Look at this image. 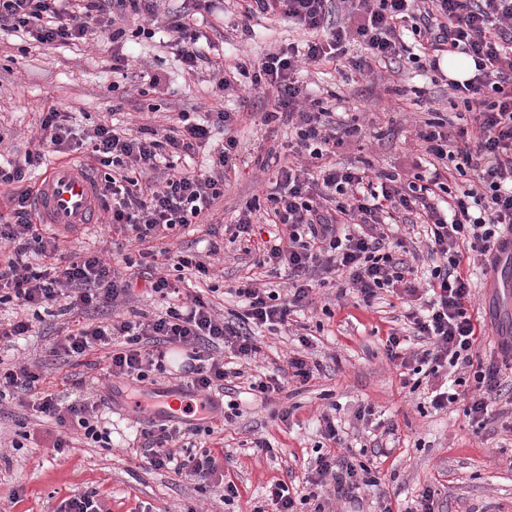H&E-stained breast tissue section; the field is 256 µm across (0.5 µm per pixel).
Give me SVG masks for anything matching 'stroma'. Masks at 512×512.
Listing matches in <instances>:
<instances>
[{"instance_id":"1","label":"stroma","mask_w":512,"mask_h":512,"mask_svg":"<svg viewBox=\"0 0 512 512\" xmlns=\"http://www.w3.org/2000/svg\"><path fill=\"white\" fill-rule=\"evenodd\" d=\"M208 32L217 49L234 44L249 57L270 47L299 44L304 34L288 20L258 18L254 36L234 32L233 15L214 12ZM127 77L112 71V41L100 33L88 44L57 49L37 47L23 33L0 32V149L26 151L37 135L43 105H56L71 113L77 128L92 131L101 121L118 127L166 124L177 113L201 120L212 103L211 76L198 70L190 76L180 70L170 49L159 42L134 46ZM163 78L157 90L144 89V78ZM320 90L339 94L340 106L359 115L364 135L344 145V162L369 159L387 168L408 169L416 150L415 127L428 112L451 117L453 109L444 79L409 66L389 68L381 77H354L326 69L310 73ZM123 83L125 99H118L112 86ZM236 132L244 144L239 171L210 210L214 224L221 225L252 198H266L273 187L259 169L261 162L276 166L288 162V141L282 133L264 134L253 122ZM71 250L98 251L117 268L125 257H137L136 248L126 254L112 249V230L99 223L69 232ZM491 268L473 271L474 295L468 305L474 320L484 326L475 354L487 359L497 353L502 327L512 325V301L492 298L486 285ZM404 308L396 294L385 292L372 305L353 295L338 296L336 289L321 288L314 308L297 315L310 335L301 345L291 332L266 333L262 353L249 366L253 375L273 374L285 366L289 355L298 353L319 361L323 371L317 379L285 384L272 402L246 393L229 392L224 403L236 404L237 414L227 421H214L213 434L197 432L199 446H221L224 475L233 480L240 496L224 504L220 492H201L189 478L149 469L137 456V439L148 419L131 422L121 418L118 394L149 399L156 388L171 386L164 375L156 383H132L102 377L91 369L94 383L84 385L81 396L103 400V416L111 432L112 446L104 449L81 444L66 456L57 455L46 443L28 444L16 450L10 442L23 430L35 426L31 408L5 405L0 409V512H55L62 500L75 492H96L108 512H255L263 506L267 486L276 481L292 483L307 476L310 462L322 441L323 411L332 409L347 435L340 453L377 469L379 484L363 487L357 502L338 496L333 485L317 491L326 512H405L424 489L435 493L438 512H512V366L501 369L502 390L488 401L484 422L466 418L462 408L431 407L426 386L417 391L404 388L401 367L388 359L385 340L390 329L403 324ZM53 325L36 324L33 334L20 341L19 358L37 360L49 381H57L67 368L47 356L44 345L55 334ZM368 407L374 421L389 428L388 457L374 455L373 437L363 429L358 409ZM288 410L287 421L278 411ZM266 448H259V441ZM20 490L11 501L12 490Z\"/></svg>"}]
</instances>
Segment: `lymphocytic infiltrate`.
<instances>
[{"mask_svg":"<svg viewBox=\"0 0 512 512\" xmlns=\"http://www.w3.org/2000/svg\"><path fill=\"white\" fill-rule=\"evenodd\" d=\"M159 0H0V30L25 31L39 44L54 48L77 45L102 31L112 41L126 34L120 22L134 15L155 16ZM343 22L329 25L330 0H233L244 35L259 16L284 17L307 35L304 45L273 48L257 59L211 56V40L198 21L203 0L170 15L174 56L187 73L208 64L216 88L224 93L265 94L262 125H286L301 165L276 172V190L265 203H246L226 229L245 238L257 267L271 276L286 275L285 291L248 284L238 288L242 312L215 314L203 295L186 291L189 279H208V255L173 251L169 239L177 230L199 223L224 196L236 170L241 143L234 134L238 112L213 109L206 123L179 113L163 128L140 127L118 132L107 123L77 136L67 113L48 105L40 116V148L20 159H0V304L20 309L18 317L0 322V346L31 335L34 320L52 308L73 314L75 327L48 347V353L79 360L108 349L107 376L145 382L166 372L172 349L184 351L181 377L204 396L220 391L228 378L222 355L251 360L260 351L256 332L284 326L291 313L313 302V268L341 277L346 288L370 302L381 290H399L409 301H423L410 312V334L389 331L390 360L430 379L433 408L459 403L473 420L488 413L486 396L499 392V360H512V336L499 343V359L478 361L474 346L481 333L467 311L471 270L489 264L504 232L512 233V0H340ZM363 55L347 54L349 44ZM446 54H461L474 63L468 80L449 81L461 125L448 134L446 119L425 120L417 138L430 172L406 180L373 164L342 166L336 149L358 136L357 117L336 112L314 94L302 74L309 67L330 66L360 76L379 66L407 63L437 69ZM222 130L221 145L211 147L209 165L194 169L199 149L210 147L213 130ZM83 153L98 178L101 209L115 233L145 248L151 262L146 280L159 314L146 321L127 318L122 306L135 297L132 278L95 253L68 249L63 237L38 224L31 212L33 170L50 157ZM399 224L424 226L433 266L424 286H417L413 264L393 254L389 233ZM42 261L33 267L29 255ZM112 308L110 319L85 321L96 308ZM425 342L409 352L408 337ZM66 375L46 383L39 366L0 360V406L29 397L45 435L57 453L69 451L75 439L110 445L101 426L98 402L66 400L81 387ZM142 457L151 468L170 470L197 482L200 490L222 488L225 501L239 495L225 480L217 454L210 449L177 454L185 436L174 425L142 429ZM334 479L337 489L377 485L361 477L356 465L319 453L307 477L310 485Z\"/></svg>","mask_w":512,"mask_h":512,"instance_id":"obj_1","label":"lymphocytic infiltrate"}]
</instances>
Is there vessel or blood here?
<instances>
[{"mask_svg":"<svg viewBox=\"0 0 512 512\" xmlns=\"http://www.w3.org/2000/svg\"><path fill=\"white\" fill-rule=\"evenodd\" d=\"M96 179L93 171L74 164L58 163L50 167L38 180L32 198V210L37 219L53 228L82 227L97 223L99 207L94 193ZM191 408L209 417L217 411L218 406L208 403L196 408L190 401L173 394L166 400L146 406L138 400H131L123 415L132 421L143 415L157 421L181 415Z\"/></svg>","mask_w":512,"mask_h":512,"instance_id":"vessel-or-blood-1","label":"vessel or blood"}]
</instances>
